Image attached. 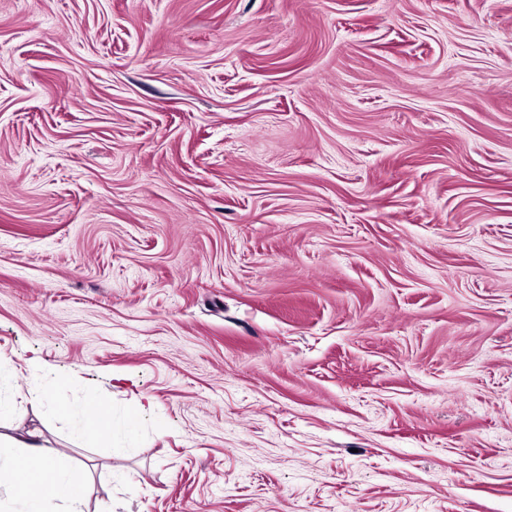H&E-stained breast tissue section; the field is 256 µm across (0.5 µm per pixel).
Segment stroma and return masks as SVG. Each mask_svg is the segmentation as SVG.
<instances>
[{
    "label": "stroma",
    "instance_id": "obj_1",
    "mask_svg": "<svg viewBox=\"0 0 512 512\" xmlns=\"http://www.w3.org/2000/svg\"><path fill=\"white\" fill-rule=\"evenodd\" d=\"M0 400L84 512H512V0H0ZM50 382L46 386L37 388L34 394L42 401L51 402L60 416H69L71 414L68 405L58 400V394L71 386V378L67 373L52 371ZM88 403L96 409V412L84 422L85 431L95 440L111 446L113 436L112 416L104 410L103 404L95 397L89 396Z\"/></svg>",
    "mask_w": 512,
    "mask_h": 512
}]
</instances>
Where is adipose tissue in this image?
Masks as SVG:
<instances>
[{
	"instance_id": "ef3b65f1",
	"label": "adipose tissue",
	"mask_w": 512,
	"mask_h": 512,
	"mask_svg": "<svg viewBox=\"0 0 512 512\" xmlns=\"http://www.w3.org/2000/svg\"><path fill=\"white\" fill-rule=\"evenodd\" d=\"M0 447L14 449L8 464H0V486H8L25 501L27 512H43L37 489L49 483L59 488L71 512H80L82 480L74 468L61 467L54 454L35 437L0 433Z\"/></svg>"
}]
</instances>
